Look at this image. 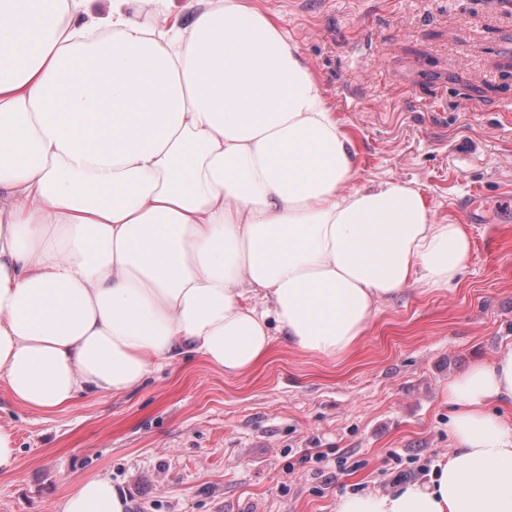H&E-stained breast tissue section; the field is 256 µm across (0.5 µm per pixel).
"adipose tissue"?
I'll return each instance as SVG.
<instances>
[{
	"instance_id": "ef3b65f1",
	"label": "adipose tissue",
	"mask_w": 512,
	"mask_h": 512,
	"mask_svg": "<svg viewBox=\"0 0 512 512\" xmlns=\"http://www.w3.org/2000/svg\"><path fill=\"white\" fill-rule=\"evenodd\" d=\"M355 156L261 0H0V381L49 410L179 357L243 372L275 329L348 353L381 300L451 286L471 255L463 225L410 184L359 182ZM447 393L431 484L336 512H512V345ZM126 508L96 477L55 512Z\"/></svg>"
}]
</instances>
